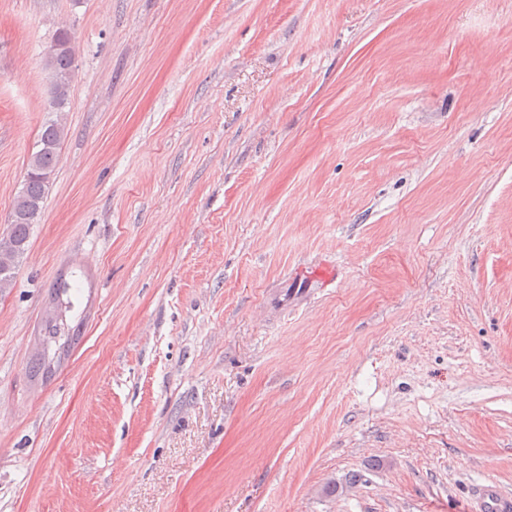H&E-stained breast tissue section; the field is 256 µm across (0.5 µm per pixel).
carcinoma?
Masks as SVG:
<instances>
[{
  "label": "carcinoma",
  "instance_id": "carcinoma-1",
  "mask_svg": "<svg viewBox=\"0 0 512 512\" xmlns=\"http://www.w3.org/2000/svg\"><path fill=\"white\" fill-rule=\"evenodd\" d=\"M54 50L44 55V70L48 79V100L46 110L63 112L69 104L70 88L75 73V36L69 28H58L51 37ZM65 127L61 121H48L41 129L38 150L31 153L22 188L14 198L8 237L12 239L14 250L11 254L0 252V265L10 263L19 267L24 258L32 225L41 217L48 186L56 171L60 158V147ZM70 284L60 282L55 289L56 311L45 321L41 351L31 361L30 373L37 377L54 365L51 354L68 351L75 337L70 335L66 322V312L72 302L65 299L69 295Z\"/></svg>",
  "mask_w": 512,
  "mask_h": 512
}]
</instances>
